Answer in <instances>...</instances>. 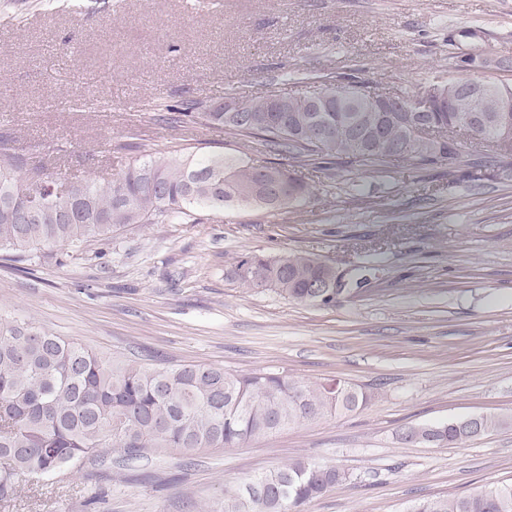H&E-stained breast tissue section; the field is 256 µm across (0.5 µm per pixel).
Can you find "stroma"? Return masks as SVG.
Returning a JSON list of instances; mask_svg holds the SVG:
<instances>
[{
    "mask_svg": "<svg viewBox=\"0 0 512 512\" xmlns=\"http://www.w3.org/2000/svg\"><path fill=\"white\" fill-rule=\"evenodd\" d=\"M512 57V0H0V131L51 170L92 171L105 136L168 148L148 104L311 93L326 71L396 92L448 76V35ZM202 152L284 155L200 128ZM467 166L297 167L286 210L199 209L52 260L0 250V318L113 358L342 377L367 406L268 439L128 467L111 454L23 491L6 512H223L225 487L290 460L349 474L302 512H404L512 483V153L459 133ZM296 251L333 263L332 306L244 288L236 262ZM485 412L464 447L396 433Z\"/></svg>",
    "mask_w": 512,
    "mask_h": 512,
    "instance_id": "obj_1",
    "label": "stroma"
}]
</instances>
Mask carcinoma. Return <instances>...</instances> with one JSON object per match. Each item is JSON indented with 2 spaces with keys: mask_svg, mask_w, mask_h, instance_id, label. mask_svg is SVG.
<instances>
[{
  "mask_svg": "<svg viewBox=\"0 0 512 512\" xmlns=\"http://www.w3.org/2000/svg\"><path fill=\"white\" fill-rule=\"evenodd\" d=\"M468 48L452 62L457 76L450 90L460 93L458 107L482 113L489 100L472 88L476 53L482 50L473 29L459 31ZM247 120L200 100L165 106L155 120L172 131L174 145L162 152L139 154L125 169L110 176L103 171L62 179L14 146L11 135L0 134V249H53L70 243L112 239L135 224H164L173 216L208 207L214 197L224 206L260 205L253 196L258 166L222 153H194L185 134L194 127L222 129L295 163L358 165L387 171L405 160L435 165L429 143L404 148L400 112H362L358 127L336 119L337 112H319L308 96L265 97L239 101ZM327 132L319 144L317 126ZM483 141L512 151V123L506 136L485 132ZM107 159L128 154L126 142L104 138ZM298 185L288 204L308 193L293 170L269 165ZM53 186L50 210L30 223L11 218L6 210L29 196L38 179ZM322 274L315 258L290 254L282 259L248 256L233 275L250 289H269L300 305L328 304L336 297L307 296V285ZM375 398L357 384L338 398L325 383L306 382L284 372L247 373L222 367L182 364L152 368L133 359H109L90 348L69 343L25 321H0V502L14 500L19 479L31 486L99 456L110 448L128 464L157 448L193 453L203 448H231L269 437L290 425L316 422L354 412ZM507 425L484 414L479 430L459 429L454 422L437 426L436 445L461 446ZM348 480L335 465H317L298 458L283 467L224 488V512H300L307 502ZM408 512H512V485H493L476 494L438 497L412 503Z\"/></svg>",
  "mask_w": 512,
  "mask_h": 512,
  "instance_id": "cac0c4a2",
  "label": "carcinoma"
}]
</instances>
